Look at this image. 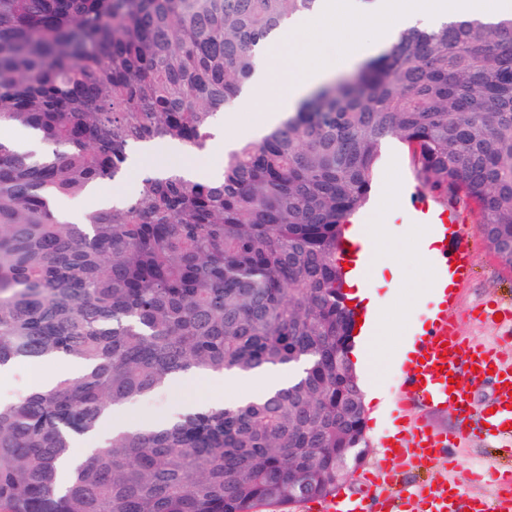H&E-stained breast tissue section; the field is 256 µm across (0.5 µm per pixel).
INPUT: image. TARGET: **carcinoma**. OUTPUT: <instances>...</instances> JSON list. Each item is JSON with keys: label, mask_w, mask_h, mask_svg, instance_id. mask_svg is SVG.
I'll list each match as a JSON object with an SVG mask.
<instances>
[{"label": "carcinoma", "mask_w": 512, "mask_h": 512, "mask_svg": "<svg viewBox=\"0 0 512 512\" xmlns=\"http://www.w3.org/2000/svg\"><path fill=\"white\" fill-rule=\"evenodd\" d=\"M317 0H0V369L84 367L0 401V512H261L336 490L366 447L340 245L384 145L419 188L476 207L512 266V16L400 31L224 162L167 168L82 224L56 193L125 176L131 155L201 151L259 52ZM295 369L243 404L127 422L68 470L75 444L177 375Z\"/></svg>", "instance_id": "carcinoma-1"}]
</instances>
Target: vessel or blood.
I'll use <instances>...</instances> for the list:
<instances>
[{
	"label": "vessel or blood",
	"mask_w": 512,
	"mask_h": 512,
	"mask_svg": "<svg viewBox=\"0 0 512 512\" xmlns=\"http://www.w3.org/2000/svg\"><path fill=\"white\" fill-rule=\"evenodd\" d=\"M411 213L419 223L437 228H447L452 216L445 207L429 203L420 197L411 203ZM467 261L465 244H457L455 259L440 255L437 272L433 278L434 286H441L448 273L463 277ZM425 360H412L403 373L409 394L432 406L453 407L467 410L472 406L470 394L473 387L484 382L488 375H496L497 386L490 402V413L483 420L500 440V449L512 456V367L505 365L494 349L482 346L462 348L456 323L447 311H436L421 348ZM459 380L457 388H450V380ZM466 434L447 435L429 430L424 423H416L409 434L398 442V454L402 457L426 458L438 461L447 447L454 443H464ZM492 480L500 481L504 486L502 494L493 501L474 500L470 512H512V473L500 475L491 471ZM378 483L372 476H364L361 496L345 497L337 495L321 505L320 512H367L364 502L373 498ZM420 512H458L455 503L461 500L459 489L451 483L437 486H425L416 493Z\"/></svg>",
	"instance_id": "vessel-or-blood-1"
}]
</instances>
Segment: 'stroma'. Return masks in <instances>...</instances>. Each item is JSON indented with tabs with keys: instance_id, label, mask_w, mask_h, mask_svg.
Segmentation results:
<instances>
[{
	"instance_id": "stroma-1",
	"label": "stroma",
	"mask_w": 512,
	"mask_h": 512,
	"mask_svg": "<svg viewBox=\"0 0 512 512\" xmlns=\"http://www.w3.org/2000/svg\"><path fill=\"white\" fill-rule=\"evenodd\" d=\"M393 186L400 194L401 206L395 209L376 206L368 202L352 218L353 223L364 225L366 231L375 230L393 238L391 250L379 254V284L376 288L382 302L383 315L380 336L372 349L376 361V381L383 392L382 399L366 403L365 434L368 448L364 462L356 475L344 483L345 494L358 492V478L363 474L379 477L382 487L413 488L423 483L455 484L474 497L490 496L493 484L474 482L473 476L483 470L486 462L495 457L491 442L472 440L461 447H450L447 455L435 463L422 460L409 461L385 455L384 449L395 436L406 435L415 421H424L429 429L449 433L465 429L476 431L483 427L480 413L460 416L453 408L432 409L411 401L405 378L394 365V354L399 340L413 325L427 323L439 305L438 299L426 288L432 276L433 257L419 252L420 225L410 223L407 200L417 192L414 168L407 148H400L397 159L381 156L374 174L373 190ZM453 216L456 224L466 231L467 258L470 275L463 283L453 286L449 317L455 319L458 333L465 344L480 343L495 349L500 358L512 363V319L495 320L493 313L477 317L480 305L495 304L512 307V267L505 265L485 245L475 222V207L463 201L456 205ZM395 262L401 271L400 278H392L388 262ZM72 363L58 360L42 366L20 364L10 373L8 384L0 388V399H12L35 384L36 373L60 379L71 376ZM210 387L196 386L171 393L161 392L136 401L131 414L143 420H153L183 408L187 401L207 399Z\"/></svg>"
}]
</instances>
